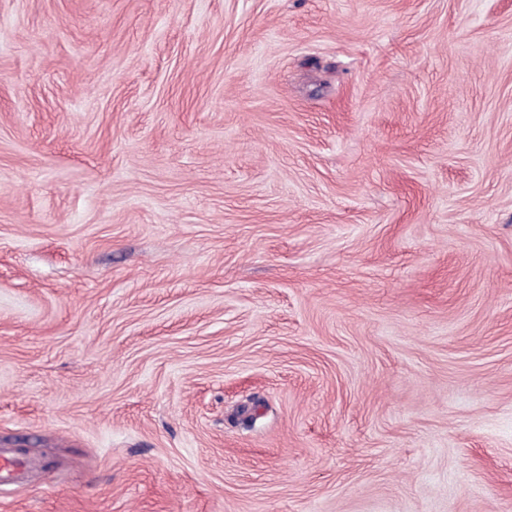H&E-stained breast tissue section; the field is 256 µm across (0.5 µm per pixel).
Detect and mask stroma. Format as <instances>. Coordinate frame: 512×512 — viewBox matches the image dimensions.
<instances>
[{
    "mask_svg": "<svg viewBox=\"0 0 512 512\" xmlns=\"http://www.w3.org/2000/svg\"><path fill=\"white\" fill-rule=\"evenodd\" d=\"M0 512H512V0H0ZM18 480H24L23 484L39 481L35 468L27 467L14 448H0V488Z\"/></svg>",
    "mask_w": 512,
    "mask_h": 512,
    "instance_id": "35a3bbf8",
    "label": "stroma"
}]
</instances>
